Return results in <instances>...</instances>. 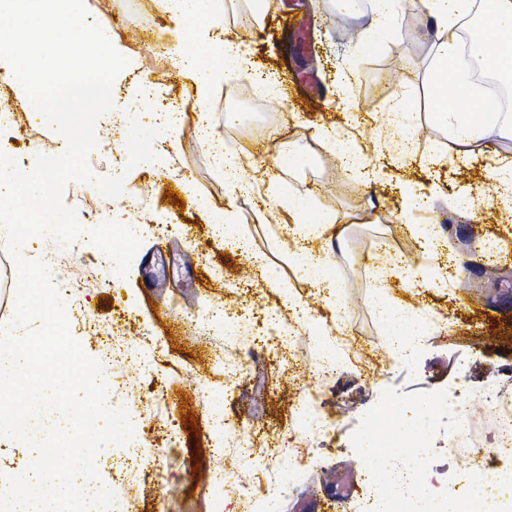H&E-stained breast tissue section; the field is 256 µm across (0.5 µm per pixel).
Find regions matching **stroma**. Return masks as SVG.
<instances>
[{
	"label": "stroma",
	"instance_id": "35a3bbf8",
	"mask_svg": "<svg viewBox=\"0 0 512 512\" xmlns=\"http://www.w3.org/2000/svg\"><path fill=\"white\" fill-rule=\"evenodd\" d=\"M84 6L89 22L110 26L114 46L128 61L114 80V102L148 119L166 111L169 101L178 102V167L213 209L231 206L247 221L252 247L265 257L263 272H256L248 254L213 234L194 203L181 208L169 202L168 193L181 191V182L160 165L129 167L125 132L103 118L96 124L98 147L89 167L100 177L122 176L124 191L107 198L92 184L72 181L63 198L88 230L115 217L147 225L127 274L113 273L85 237L66 247L52 237L23 245L28 260L60 252L68 257L60 274L85 300L69 315L70 334L88 356H97L112 336L151 342V375L136 373L122 359L111 366L114 380L130 383L128 396L112 406L126 410L134 440L154 459L133 512H265L260 488L268 464L289 478L278 512H298L304 500L340 495L337 475L368 479L352 435L386 389L446 391L463 383L474 391L512 393V222L484 178L487 168L512 157V140L479 142L461 159L451 158L447 133L428 119L436 47L424 0H405L370 53L358 51L352 37L366 22L368 7L343 0H265L258 9L252 0H218L219 22L237 34L245 64L216 82L205 99L196 96L185 74L170 67L165 49L175 34L154 0H84ZM260 74L277 82L276 112L255 135L228 120L226 108L232 97L253 106L265 103L255 91ZM143 77L153 84L150 96H132V84ZM202 112L216 138L238 153L244 170L259 171L260 196L229 198L213 140L196 133ZM394 112L413 120L421 153H448L447 162L420 169L406 161L401 179L372 187L344 175L319 128L331 124L337 133L368 143ZM57 139L34 117L0 125V151L20 163L37 148L53 155ZM283 142L307 155L310 165L296 172L279 167L276 148ZM422 182L434 190L432 204L406 213L405 188ZM278 188L309 193L316 209L346 225L344 245L329 248L336 284L332 300L301 278L293 258L279 247L290 218L274 198ZM476 189L481 192L476 212L455 205V198ZM420 224L442 225L438 254L422 252ZM395 257L437 273L449 258L458 262L449 288L389 279L386 293L393 301L433 314L430 335L407 362L389 352L373 305V269ZM282 283L328 325L325 340L294 331L287 347L263 349L262 340L278 334L271 314L283 308ZM240 315L251 321L250 336H226L229 320ZM324 342L342 354L339 369H322ZM228 356L241 361L240 377L225 376ZM311 386L318 389L321 416L331 424L318 434L301 431L294 420ZM188 414L198 424L192 433L181 424ZM218 414L254 443L253 464L237 470L234 485L215 478L236 470L233 457L214 453L223 440L213 424Z\"/></svg>",
	"mask_w": 512,
	"mask_h": 512
}]
</instances>
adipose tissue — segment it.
I'll return each mask as SVG.
<instances>
[{
  "mask_svg": "<svg viewBox=\"0 0 512 512\" xmlns=\"http://www.w3.org/2000/svg\"><path fill=\"white\" fill-rule=\"evenodd\" d=\"M490 18L479 28L486 64L494 69L512 71V0H486ZM429 15L435 24L436 55L432 66L430 118L460 145L496 138L512 139V114L499 111L496 101L476 105L475 90L468 73L457 63L456 30L472 12L475 0H428ZM159 9L176 29L194 30L212 22L214 0H158ZM400 0H371L367 23L360 31L356 48L374 50L396 12ZM173 62L191 79L199 97H206L225 72L239 68L245 54L232 37H225L223 51L211 44L175 41ZM283 246L296 260L300 273L314 286L333 290L327 253L298 246L292 239ZM376 307L386 326V341L391 354L411 359L420 340L430 334L431 326L416 307H403L378 293Z\"/></svg>",
  "mask_w": 512,
  "mask_h": 512,
  "instance_id": "obj_1",
  "label": "adipose tissue"
}]
</instances>
